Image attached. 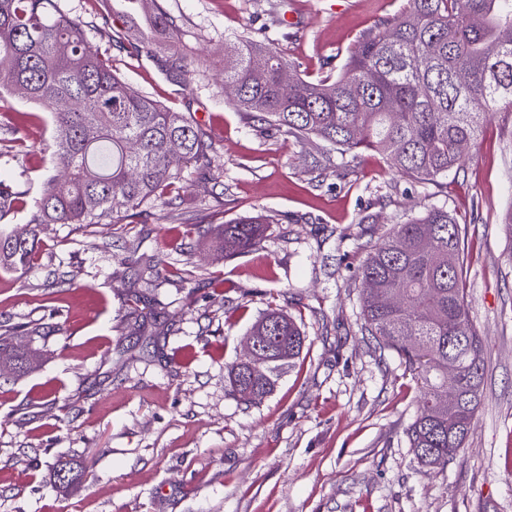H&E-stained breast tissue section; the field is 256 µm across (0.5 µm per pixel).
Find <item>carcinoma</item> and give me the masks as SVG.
I'll return each instance as SVG.
<instances>
[{
    "mask_svg": "<svg viewBox=\"0 0 512 512\" xmlns=\"http://www.w3.org/2000/svg\"><path fill=\"white\" fill-rule=\"evenodd\" d=\"M61 0H0V96L41 106L51 117L61 178L43 179L25 225L0 228V267L35 268L43 224H118L112 203L129 210L166 206L198 165L210 180L213 146L199 124L122 81L87 39L85 21ZM131 14L150 8L131 53L167 52L162 67L179 82L197 59L177 48L181 30L158 0H127ZM231 104L297 140L314 136L340 159L377 151L402 173L433 180L459 167L475 145L482 117L512 108V0H410L391 25L357 41L340 74L299 77L275 48L248 34L224 55ZM31 182L0 180V222L25 204ZM268 220L238 218L214 232L224 255L258 245ZM465 231L443 206L396 224L358 268L365 329L397 355L424 389L406 435L415 457L445 467L464 447L482 398L485 350L472 326L463 284ZM249 335L253 362L227 367L232 391L253 403L273 391V373L302 352L305 336L279 309L263 313ZM33 349L0 336V360L25 373ZM458 393L448 390V364Z\"/></svg>",
    "mask_w": 512,
    "mask_h": 512,
    "instance_id": "1",
    "label": "carcinoma"
}]
</instances>
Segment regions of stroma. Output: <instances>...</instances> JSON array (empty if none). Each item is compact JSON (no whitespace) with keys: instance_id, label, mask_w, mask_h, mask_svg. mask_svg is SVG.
I'll return each instance as SVG.
<instances>
[{"instance_id":"obj_1","label":"stroma","mask_w":512,"mask_h":512,"mask_svg":"<svg viewBox=\"0 0 512 512\" xmlns=\"http://www.w3.org/2000/svg\"><path fill=\"white\" fill-rule=\"evenodd\" d=\"M161 2L200 61L179 83L160 57L123 49L122 0L68 7L91 24L111 16L89 40L131 87L192 115L224 181L192 170L169 207L110 226L43 225L35 271L0 268V322L39 327L45 351L22 376L0 373V512H512V109L491 113L460 168L429 183L375 153L324 168L322 141L267 130L228 103L224 40L267 38L317 81L408 0ZM0 108V179L62 173L46 113L15 97ZM17 121L21 141L7 131ZM432 205L466 229L470 318L486 347L481 405L442 469L409 446L420 390L365 331L356 277L368 244ZM257 214L269 223L255 248L227 258L212 246L217 224ZM143 255L166 262L157 287L136 279ZM55 269L68 279L51 286ZM271 306L295 317L305 346L272 394L246 404L226 368ZM59 456L84 476L60 485Z\"/></svg>"}]
</instances>
